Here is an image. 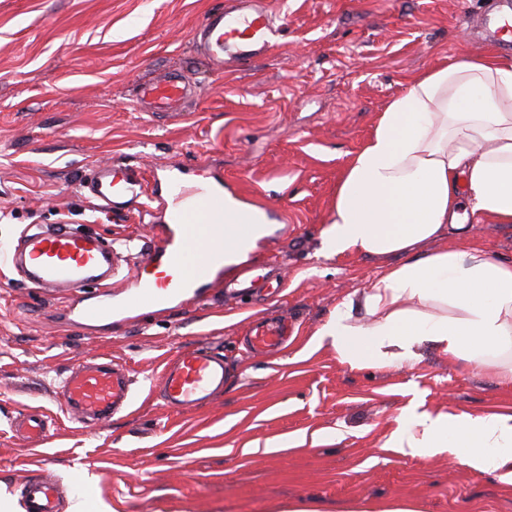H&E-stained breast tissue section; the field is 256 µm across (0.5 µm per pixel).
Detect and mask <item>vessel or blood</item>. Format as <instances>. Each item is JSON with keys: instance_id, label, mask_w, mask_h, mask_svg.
Instances as JSON below:
<instances>
[{"instance_id": "obj_1", "label": "vessel or blood", "mask_w": 512, "mask_h": 512, "mask_svg": "<svg viewBox=\"0 0 512 512\" xmlns=\"http://www.w3.org/2000/svg\"><path fill=\"white\" fill-rule=\"evenodd\" d=\"M275 14L267 0H229L224 8L208 13L195 36L211 65L248 64L272 48ZM200 88L183 73L170 71L141 80L136 100L152 111L175 114L197 96ZM81 190L104 212L131 211L146 196L148 182L133 166L97 165ZM248 224H225L224 184L181 186L162 216L158 234L145 248L135 241L107 242L56 224L43 234L24 232L12 254V264L26 270V282L47 294L77 291L88 282L123 278L125 287H106L82 298L61 315L70 326L105 328L115 322H132L149 309H179L224 283V236L239 238ZM287 326L277 321L252 329L246 347L266 353L285 339ZM229 373L221 353L201 347H180L166 361L156 383L165 405L181 410L205 403L223 392ZM135 379L123 365L108 356L84 360L62 378L59 394L65 409L80 423L96 427L130 409ZM16 429L31 444L47 438L43 413L28 415ZM25 512H59L60 490L47 473L21 486Z\"/></svg>"}]
</instances>
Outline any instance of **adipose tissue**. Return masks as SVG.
Listing matches in <instances>:
<instances>
[{
    "mask_svg": "<svg viewBox=\"0 0 512 512\" xmlns=\"http://www.w3.org/2000/svg\"><path fill=\"white\" fill-rule=\"evenodd\" d=\"M476 224H512V64L495 51L411 79L350 157L321 231L326 255L401 256L318 331L350 367L415 365L422 347L512 378V264L478 246L414 256ZM387 447L512 470V416L432 414L411 400Z\"/></svg>",
    "mask_w": 512,
    "mask_h": 512,
    "instance_id": "1",
    "label": "adipose tissue"
}]
</instances>
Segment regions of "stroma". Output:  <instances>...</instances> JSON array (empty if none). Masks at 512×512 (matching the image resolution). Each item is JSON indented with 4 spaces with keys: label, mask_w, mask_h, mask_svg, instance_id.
<instances>
[{
    "label": "stroma",
    "mask_w": 512,
    "mask_h": 512,
    "mask_svg": "<svg viewBox=\"0 0 512 512\" xmlns=\"http://www.w3.org/2000/svg\"><path fill=\"white\" fill-rule=\"evenodd\" d=\"M283 36L236 72L211 71L195 53V26L224 0H0V249L23 229L67 223L108 239L154 236L168 198L152 186L129 213L106 216L80 192L101 163L177 168L185 182L222 175L242 199L285 215L265 239L278 294L200 298L183 310L89 333L55 314L92 295L50 297L0 261V504L23 512L19 485L44 470L65 499L86 492L90 512H319L356 503L416 512H512V479L478 473L444 453L386 447L416 385L432 413L512 415V384L422 348L414 366L353 368L314 334L338 303L361 293L393 256L321 251L336 186L380 112L411 76L512 43L491 35L512 0H271ZM178 70L199 84L188 112L157 117L135 103V82ZM479 244L512 263V224H474L419 246ZM288 314L287 345L245 354L241 339L264 318ZM209 347L234 370L223 394L168 409L152 388L178 346ZM108 355L136 378L134 403L97 428L81 425L57 395L75 363ZM37 408L47 442L30 447L14 422Z\"/></svg>",
    "instance_id": "obj_1"
}]
</instances>
